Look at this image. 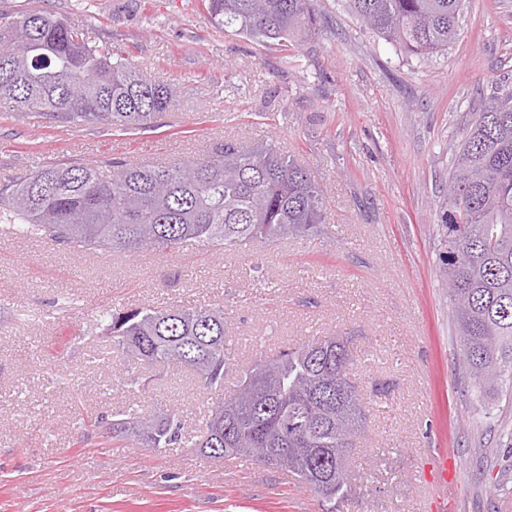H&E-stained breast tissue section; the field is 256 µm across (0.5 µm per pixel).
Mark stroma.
Returning a JSON list of instances; mask_svg holds the SVG:
<instances>
[{
    "label": "stroma",
    "instance_id": "35a3bbf8",
    "mask_svg": "<svg viewBox=\"0 0 512 512\" xmlns=\"http://www.w3.org/2000/svg\"><path fill=\"white\" fill-rule=\"evenodd\" d=\"M78 23L170 83L175 109L143 130L37 126L0 108V184L33 166L192 159L268 142L310 170L326 222L305 236L213 254L77 255L0 230V512H321L314 493L258 463L84 436L82 421L136 404L199 430L210 395L188 372L146 367L82 336L105 307L224 311L232 392L260 354L339 336L365 413L340 512H428L422 469L454 455L456 512H512V398L485 402L458 367L442 226L448 168L484 99L512 88V0H469L446 51L418 58L365 28L348 0H317L291 53L215 26L202 0H0V22ZM183 277L162 285L164 271Z\"/></svg>",
    "mask_w": 512,
    "mask_h": 512
}]
</instances>
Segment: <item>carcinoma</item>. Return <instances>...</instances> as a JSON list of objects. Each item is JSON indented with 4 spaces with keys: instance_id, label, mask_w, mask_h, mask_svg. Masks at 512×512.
<instances>
[{
    "instance_id": "obj_1",
    "label": "carcinoma",
    "mask_w": 512,
    "mask_h": 512,
    "mask_svg": "<svg viewBox=\"0 0 512 512\" xmlns=\"http://www.w3.org/2000/svg\"><path fill=\"white\" fill-rule=\"evenodd\" d=\"M317 0H204L210 20L249 40L288 47L316 31ZM362 23L406 53L445 51L466 0H348ZM27 109L38 124L151 128L174 107L167 82L90 41L50 13L0 25V107ZM444 273L461 357L479 401L512 390V89L495 93L462 131L449 166ZM323 188L293 157L267 145L226 143L193 160L122 164L103 180L89 164L43 163L0 185V224L78 254L176 252L193 242L218 251L253 239L308 234L325 223ZM112 347L148 366L183 367L211 395L199 432L186 437L175 412L137 406L112 436L148 448L176 445L213 458L253 457L316 494L336 512L350 488L346 456L364 413L346 378L338 336L262 355L224 395L229 371L224 310L150 304L98 311L88 345Z\"/></svg>"
}]
</instances>
